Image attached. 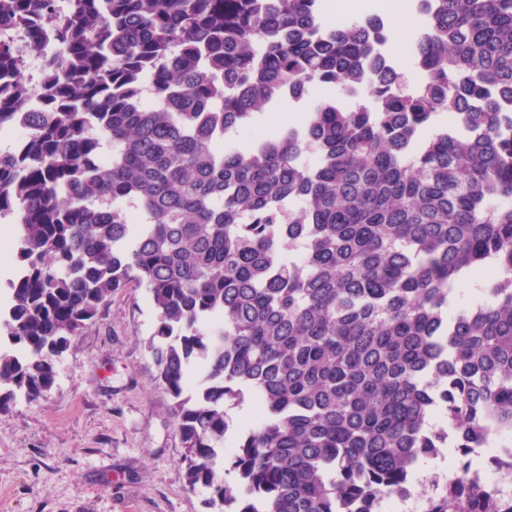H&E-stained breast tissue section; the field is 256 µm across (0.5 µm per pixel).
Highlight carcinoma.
Masks as SVG:
<instances>
[{
	"label": "carcinoma",
	"instance_id": "1",
	"mask_svg": "<svg viewBox=\"0 0 512 512\" xmlns=\"http://www.w3.org/2000/svg\"><path fill=\"white\" fill-rule=\"evenodd\" d=\"M52 2L0 0V26L36 37ZM425 13L407 87L387 15L371 29L327 26L321 0H70L51 111L28 113L20 160L0 153V219L19 225L0 405L41 398L71 337L134 282L186 481L213 512H381L445 448L458 468L430 512H512L471 460L489 430L512 434V0ZM143 81L160 107L136 106ZM312 85L349 104L217 149ZM25 99L0 84V127ZM467 273L484 283L463 303ZM246 389L260 421L230 483L214 459Z\"/></svg>",
	"mask_w": 512,
	"mask_h": 512
}]
</instances>
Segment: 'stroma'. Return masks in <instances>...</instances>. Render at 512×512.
<instances>
[{
    "instance_id": "1",
    "label": "stroma",
    "mask_w": 512,
    "mask_h": 512,
    "mask_svg": "<svg viewBox=\"0 0 512 512\" xmlns=\"http://www.w3.org/2000/svg\"><path fill=\"white\" fill-rule=\"evenodd\" d=\"M145 288L113 292L37 402L0 406V512H211L190 488L173 400L148 350Z\"/></svg>"
}]
</instances>
